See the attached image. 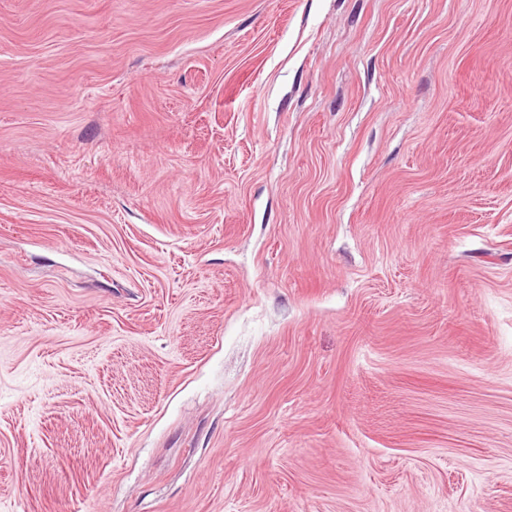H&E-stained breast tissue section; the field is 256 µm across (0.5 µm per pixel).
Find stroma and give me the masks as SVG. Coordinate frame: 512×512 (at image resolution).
<instances>
[{
    "mask_svg": "<svg viewBox=\"0 0 512 512\" xmlns=\"http://www.w3.org/2000/svg\"><path fill=\"white\" fill-rule=\"evenodd\" d=\"M0 512H512V0H0Z\"/></svg>",
    "mask_w": 512,
    "mask_h": 512,
    "instance_id": "obj_1",
    "label": "stroma"
}]
</instances>
